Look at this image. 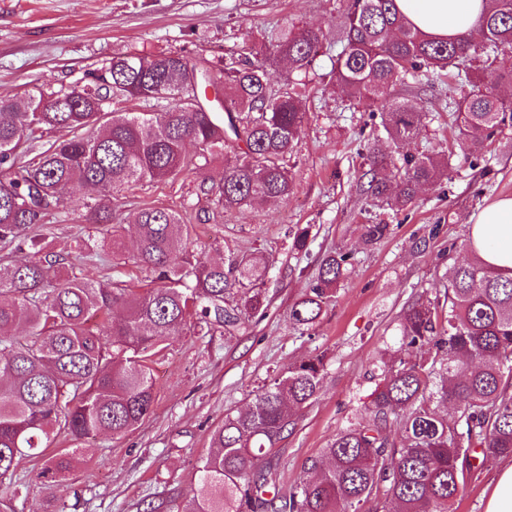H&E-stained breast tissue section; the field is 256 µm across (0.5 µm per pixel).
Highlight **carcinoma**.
Segmentation results:
<instances>
[{
    "label": "carcinoma",
    "mask_w": 512,
    "mask_h": 512,
    "mask_svg": "<svg viewBox=\"0 0 512 512\" xmlns=\"http://www.w3.org/2000/svg\"><path fill=\"white\" fill-rule=\"evenodd\" d=\"M322 38L319 29L287 28L264 49L246 33L225 62L175 53L117 56L83 85L0 99V242L32 251L23 264L0 266V482L42 454L52 437H122L136 429L155 402L148 359L156 348L192 327L243 329L266 309V258L205 260L186 214L171 206L135 217L132 259L153 274L145 288L78 276L31 230L80 183L97 192L87 205L93 223L112 229L96 243L77 241L76 253L91 258L109 248L121 258L112 194L199 169L216 156L224 157L223 181L198 185L216 207L288 198V156L305 117L301 88L316 75ZM339 43L333 85L386 115L368 158L367 192L402 210L421 186L448 177V162L405 152L426 113L400 88L445 71L468 81L467 66L483 55L497 80L511 84L512 0H487L475 33L457 38L422 33L396 0H348ZM278 59L296 77L275 86L268 66ZM130 103L147 111L134 112ZM102 108L109 110L105 121ZM452 109L472 153L512 121V104L489 89L470 92ZM55 128L71 136L35 149L37 134ZM349 258L323 260L289 320L307 328L316 322ZM116 309L119 319L112 318ZM95 316L102 321L93 325ZM325 367L322 355L290 364L246 411L225 416L181 512H362L381 489L397 512H452L472 460L512 457V270L491 268L475 252L449 271L443 299L409 305L366 413L337 432L281 495L263 452L317 397ZM393 423L395 439L387 434ZM80 453L70 448L47 458L40 477L69 472Z\"/></svg>",
    "instance_id": "cac0c4a2"
}]
</instances>
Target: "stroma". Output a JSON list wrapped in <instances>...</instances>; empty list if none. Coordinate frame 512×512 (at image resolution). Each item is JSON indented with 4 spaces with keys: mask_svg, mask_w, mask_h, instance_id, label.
<instances>
[{
    "mask_svg": "<svg viewBox=\"0 0 512 512\" xmlns=\"http://www.w3.org/2000/svg\"><path fill=\"white\" fill-rule=\"evenodd\" d=\"M343 10L344 0H0V98L85 83L103 62L130 53L226 59L244 25L259 42L283 27L322 29L319 64L326 73L330 56L340 48L337 23ZM464 92L445 76L415 91L427 117L407 151L451 156L452 167L447 179L421 189L414 205L397 212L370 197L364 177L372 137L382 130L381 113L350 105L321 80L306 89L288 199L213 211L196 187L205 177L220 182V158L204 171L185 170L119 192L125 245L134 243V213L152 205H181L196 215L192 239L212 261L232 252L272 260L265 279L268 307L245 329L218 328L167 342L150 363L156 400L144 422L119 439L56 437L51 451L80 447L81 463L46 486L38 478L43 459L25 460L18 471L23 487L13 500L15 512H146L151 505L156 512H177L225 415L244 411L288 365L321 355L326 377L317 399L267 455L279 473L281 492H288L310 459L369 404L377 385L374 374L382 355L399 344L408 305L443 294L449 267L471 257L478 213L495 199L512 197V123L502 125L481 152L464 151L448 110L449 99ZM87 197L74 189L63 215L38 225L55 251L70 254L76 238H97V225L87 219ZM380 222L389 225V233L365 245L364 225ZM305 225L311 228L310 243L298 253L291 248L292 237ZM330 253L351 254L352 264L316 323L296 326L288 319L290 308L312 288L322 258ZM77 270L134 287L148 281L133 261L114 264L108 251ZM511 465L506 457L473 468L455 512H486L501 471Z\"/></svg>",
    "mask_w": 512,
    "mask_h": 512,
    "instance_id": "obj_1",
    "label": "stroma"
}]
</instances>
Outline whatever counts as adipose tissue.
Returning <instances> with one entry per match:
<instances>
[{
	"label": "adipose tissue",
	"mask_w": 512,
	"mask_h": 512,
	"mask_svg": "<svg viewBox=\"0 0 512 512\" xmlns=\"http://www.w3.org/2000/svg\"><path fill=\"white\" fill-rule=\"evenodd\" d=\"M398 9L422 32L453 38L475 31L485 8L484 0H396ZM472 244L484 261L495 268H512V198L485 206L472 231Z\"/></svg>",
	"instance_id": "ef3b65f1"
}]
</instances>
